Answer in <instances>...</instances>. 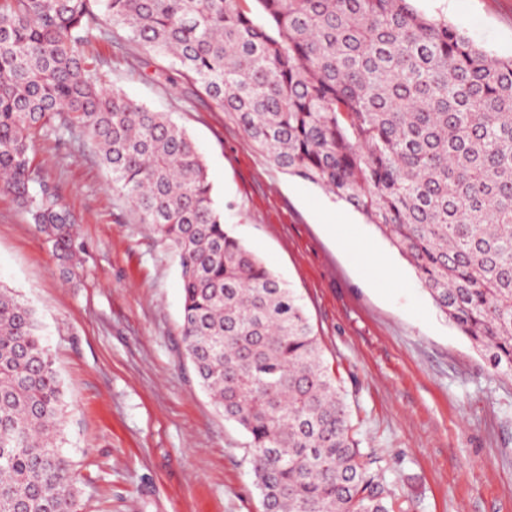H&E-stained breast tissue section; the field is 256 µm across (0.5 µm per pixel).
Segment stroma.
Listing matches in <instances>:
<instances>
[{"label": "stroma", "instance_id": "stroma-1", "mask_svg": "<svg viewBox=\"0 0 512 512\" xmlns=\"http://www.w3.org/2000/svg\"><path fill=\"white\" fill-rule=\"evenodd\" d=\"M486 51L512 55V0H415ZM92 47L102 85L168 113L204 157L234 235L300 296L341 382L352 433L380 462L395 512H512V379L438 312L413 266L350 205L288 175L224 112L116 27ZM34 164L78 217V278L0 190V285L40 319L64 391L62 451L80 512H264L248 437L184 356L171 250L136 223L94 144L41 137ZM352 222L403 283L323 222Z\"/></svg>", "mask_w": 512, "mask_h": 512}]
</instances>
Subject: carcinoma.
Masks as SVG:
<instances>
[{"instance_id":"obj_1","label":"carcinoma","mask_w":512,"mask_h":512,"mask_svg":"<svg viewBox=\"0 0 512 512\" xmlns=\"http://www.w3.org/2000/svg\"><path fill=\"white\" fill-rule=\"evenodd\" d=\"M413 0H0V190L70 274L84 253L33 143L80 134L173 249L186 357L248 434L265 512H392L294 291L224 224L185 129L100 86L103 24L162 53L272 162L360 212L512 378V56ZM258 4L266 22L252 17ZM37 312L0 287V512H78Z\"/></svg>"}]
</instances>
